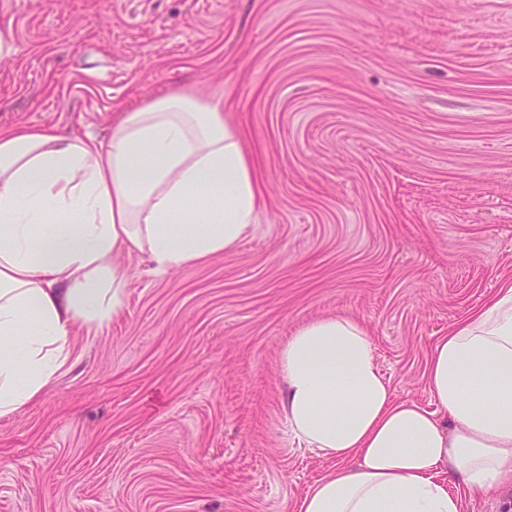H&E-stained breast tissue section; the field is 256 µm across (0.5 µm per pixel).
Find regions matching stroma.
<instances>
[{"instance_id": "obj_1", "label": "stroma", "mask_w": 512, "mask_h": 512, "mask_svg": "<svg viewBox=\"0 0 512 512\" xmlns=\"http://www.w3.org/2000/svg\"><path fill=\"white\" fill-rule=\"evenodd\" d=\"M0 38V128L105 142L180 88L223 101L259 199L233 251L127 257L122 314L0 419V512H295L336 461L278 354L321 317L432 406V345L512 281V0H0Z\"/></svg>"}]
</instances>
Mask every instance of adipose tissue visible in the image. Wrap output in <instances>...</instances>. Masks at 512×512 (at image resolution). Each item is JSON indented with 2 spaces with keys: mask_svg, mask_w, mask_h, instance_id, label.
Segmentation results:
<instances>
[{
  "mask_svg": "<svg viewBox=\"0 0 512 512\" xmlns=\"http://www.w3.org/2000/svg\"><path fill=\"white\" fill-rule=\"evenodd\" d=\"M257 208L218 99L158 97L123 113L106 144L0 130V419L68 369L76 329L120 314L123 256L165 272L233 250ZM279 367L292 433L336 461L297 512H465L467 497L512 478V285L433 345L435 410L395 395L350 317L302 326Z\"/></svg>",
  "mask_w": 512,
  "mask_h": 512,
  "instance_id": "1",
  "label": "adipose tissue"
}]
</instances>
